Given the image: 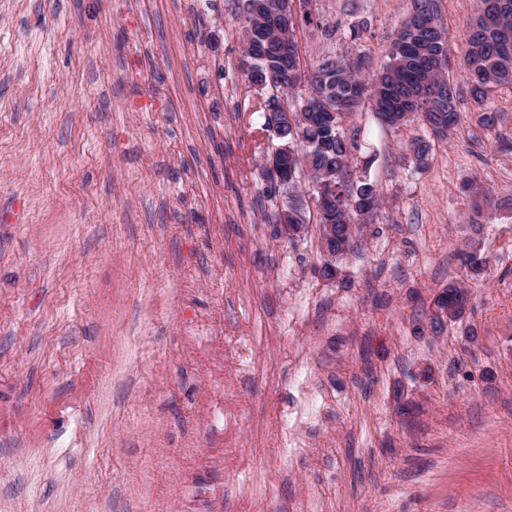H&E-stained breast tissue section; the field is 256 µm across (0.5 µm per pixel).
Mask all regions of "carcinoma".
Here are the masks:
<instances>
[{
  "instance_id": "cac0c4a2",
  "label": "carcinoma",
  "mask_w": 512,
  "mask_h": 512,
  "mask_svg": "<svg viewBox=\"0 0 512 512\" xmlns=\"http://www.w3.org/2000/svg\"><path fill=\"white\" fill-rule=\"evenodd\" d=\"M411 4V15L396 32L382 72L370 73L360 60L351 64L326 59L315 67L307 99L322 95L336 113L329 119L322 112L307 111L302 101L294 103L305 73L293 16L285 27L263 7V0H244L240 68L249 83L265 92V104L257 108L265 113L264 129L277 131L286 113L294 116V130L288 131L293 144L288 170L293 177L288 185L267 186L265 192L282 199L290 224H310L307 211L315 207L317 228L331 225L336 230L327 248L337 258L362 245L365 228L382 203L377 184L352 178V143L344 135L342 117L368 99L384 126L395 130L418 123L441 140L462 120V91L448 79L451 58L441 0ZM476 10L465 32L468 51L460 69L467 93L485 109L498 90L512 89V0H477ZM308 172L312 181L322 182L312 187L310 200L303 187ZM458 256L469 279L481 277L486 260L480 250L465 247ZM468 304V289L449 284L432 299L427 325L416 327V333H440L445 325L463 319Z\"/></svg>"
}]
</instances>
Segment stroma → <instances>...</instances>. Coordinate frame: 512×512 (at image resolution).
Listing matches in <instances>:
<instances>
[{
	"label": "stroma",
	"instance_id": "1",
	"mask_svg": "<svg viewBox=\"0 0 512 512\" xmlns=\"http://www.w3.org/2000/svg\"><path fill=\"white\" fill-rule=\"evenodd\" d=\"M213 2L0 0V512H512V92L445 141L344 116L383 204L328 280L317 231L274 236L258 92L188 51L238 67L242 0ZM411 10L314 0L304 65L381 71ZM475 13L442 2L459 86ZM458 281L463 321L416 334ZM468 243L465 248L458 252V256L461 262V265L464 268L466 276L475 280L481 277L482 272L486 267V260L480 254V249L474 250L475 244Z\"/></svg>",
	"mask_w": 512,
	"mask_h": 512
}]
</instances>
